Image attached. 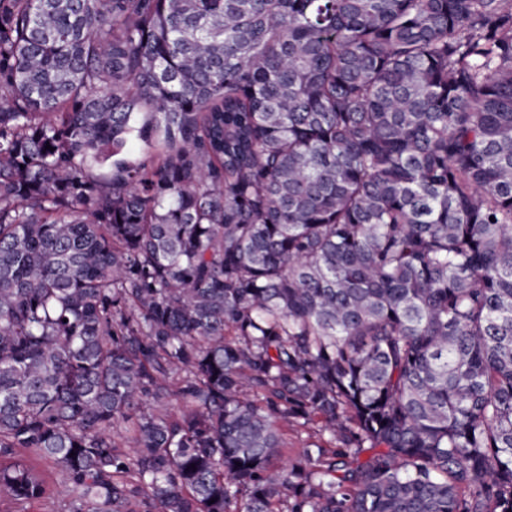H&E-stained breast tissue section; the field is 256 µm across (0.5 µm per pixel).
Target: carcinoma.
Segmentation results:
<instances>
[{
	"label": "carcinoma",
	"mask_w": 512,
	"mask_h": 512,
	"mask_svg": "<svg viewBox=\"0 0 512 512\" xmlns=\"http://www.w3.org/2000/svg\"><path fill=\"white\" fill-rule=\"evenodd\" d=\"M31 458L60 512H512V0H0L21 512ZM283 433L286 447L283 448L278 461L281 465H288L300 457L304 443L307 440V434L303 433L302 435H297L289 428L288 431H286L284 427Z\"/></svg>",
	"instance_id": "obj_1"
}]
</instances>
